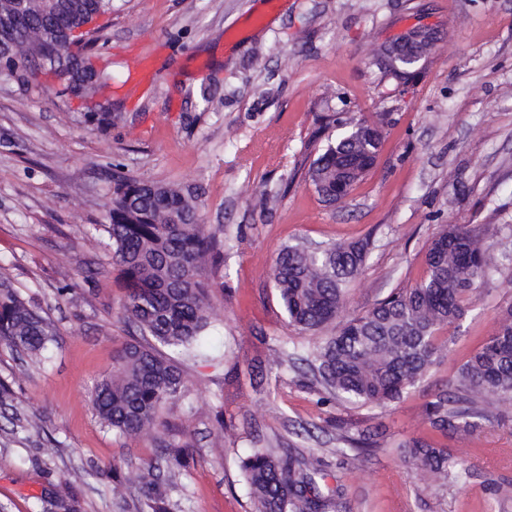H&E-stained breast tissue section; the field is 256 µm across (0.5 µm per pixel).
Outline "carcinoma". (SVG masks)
<instances>
[{"mask_svg": "<svg viewBox=\"0 0 512 512\" xmlns=\"http://www.w3.org/2000/svg\"><path fill=\"white\" fill-rule=\"evenodd\" d=\"M19 21L10 40L20 55L0 53V78L36 87L69 103L79 100V122L105 132L112 127V75L94 65L95 24L112 13V0H0V15ZM383 133L378 123L328 143L309 164L308 179L320 200L333 205L373 167ZM200 194L176 185L119 175L106 214L112 263L124 295L123 318L131 336L113 357L112 376L92 393L100 422L125 436L162 432V410L186 395L188 379L160 347L186 351L208 327L211 308L203 270L218 272L224 240L201 224ZM487 231L445 224L427 249L423 276L410 288L389 293L362 315L336 322L349 285L364 271L368 242L351 240L311 249L286 245L272 268L274 287L291 324L317 332L336 322L305 358L313 377L334 398L360 406L397 403L440 363L448 341L441 333L459 327L479 286L492 273ZM48 319L12 283L0 277V344L37 355L54 342ZM512 400V303L499 309L495 333L462 364L450 385L437 388L423 412L430 428L446 437L469 433L489 420L482 404ZM374 433L363 429L343 441L364 454ZM424 475L446 480L454 469L469 473L448 448L423 439L399 445ZM166 463L185 468L191 448L169 445ZM257 512H329L334 494L322 490L315 455L292 448H254L239 461ZM154 467L139 483V512H172ZM36 512H81L79 498L49 482L34 496Z\"/></svg>", "mask_w": 512, "mask_h": 512, "instance_id": "1", "label": "carcinoma"}]
</instances>
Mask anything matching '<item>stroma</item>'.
<instances>
[{
    "mask_svg": "<svg viewBox=\"0 0 512 512\" xmlns=\"http://www.w3.org/2000/svg\"><path fill=\"white\" fill-rule=\"evenodd\" d=\"M418 25L441 38L410 74L375 64ZM95 51L119 114L105 134L0 81V276L56 331L39 356L0 345L15 390L0 409V507L35 512L42 485L64 477L84 512H135L137 477L158 461L152 436L113 433L90 403L130 332L105 226L123 174L201 188L202 222L224 240L221 272L204 276L210 325L174 355L189 393L162 414L167 442L194 451L189 468L160 473L175 512H254L238 466L254 448L322 457L339 512H512V403L448 440L472 477L431 480L396 452L431 436L425 402L512 301V0H113ZM203 84L211 102L195 94ZM333 112L385 127L372 169L327 206L297 167L341 136L324 125ZM444 224L487 226L498 270L448 330L439 366L391 406L325 400L303 362L321 336L289 324L276 298L278 251L369 240L349 318L412 286ZM281 346L295 365L277 366ZM375 425L376 451L338 452V435Z\"/></svg>",
    "mask_w": 512,
    "mask_h": 512,
    "instance_id": "35a3bbf8",
    "label": "stroma"
}]
</instances>
